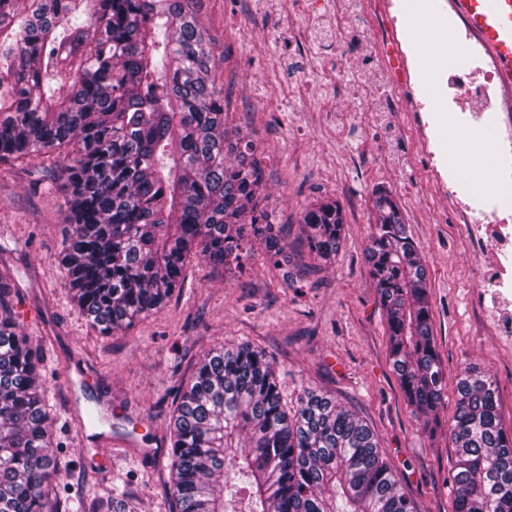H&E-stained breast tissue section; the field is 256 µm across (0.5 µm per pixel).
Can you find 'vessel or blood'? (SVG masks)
I'll return each instance as SVG.
<instances>
[{"mask_svg": "<svg viewBox=\"0 0 512 512\" xmlns=\"http://www.w3.org/2000/svg\"><path fill=\"white\" fill-rule=\"evenodd\" d=\"M450 3L481 39L497 65L502 85L512 92V0H450ZM93 382V377L87 374L67 381L82 425L111 418L103 405L85 399L84 391Z\"/></svg>", "mask_w": 512, "mask_h": 512, "instance_id": "b4317fda", "label": "vessel or blood"}]
</instances>
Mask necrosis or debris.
<instances>
[{
    "label": "necrosis or debris",
    "mask_w": 512,
    "mask_h": 512,
    "mask_svg": "<svg viewBox=\"0 0 512 512\" xmlns=\"http://www.w3.org/2000/svg\"><path fill=\"white\" fill-rule=\"evenodd\" d=\"M402 12L403 7L396 0H365V14L378 46L376 61L396 68V82L387 106L395 112L410 113L413 124L427 130L431 127L432 107L423 96L418 76L410 72ZM428 13L439 33L454 44L458 59L448 73V86L453 91L448 99V119L465 134L493 131L497 165L492 182L499 188L511 185L512 109L502 103L496 67L465 18L446 0H433ZM474 244L498 257L512 251V205L501 204L488 214L486 231L475 237Z\"/></svg>",
    "instance_id": "4bbe7bcc"
}]
</instances>
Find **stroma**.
Listing matches in <instances>:
<instances>
[{
  "instance_id": "obj_1",
  "label": "stroma",
  "mask_w": 512,
  "mask_h": 512,
  "mask_svg": "<svg viewBox=\"0 0 512 512\" xmlns=\"http://www.w3.org/2000/svg\"><path fill=\"white\" fill-rule=\"evenodd\" d=\"M363 0H200L198 23L214 57L215 85L230 124L256 142L264 168V204L297 245L302 210L322 198L344 214L335 260L303 269L286 287L263 252L241 276L211 274L190 259L185 282L167 303L129 329L109 336L92 326L74 301L59 261L66 192L61 152L0 162V272H9L8 305L43 361L45 403L54 454L64 469L60 498L108 496L127 490L137 512H169L168 424L179 385L210 349L250 344L272 359L282 395L327 394L378 436L380 449L415 512H453L445 483L454 452L448 439L454 405L439 413L435 433L422 432L388 356L384 313L363 250L374 225L376 189L390 190L428 267L436 348L449 385L473 365L497 380L500 411L512 424V303L482 288L489 253L471 247L440 194L433 165L456 170L463 187L483 182L477 211L494 208L496 156L487 136L445 128L441 151L428 158L405 112L370 111L359 87L385 96L387 72L375 63V43ZM304 31L310 51L296 50ZM405 34L411 63L428 99L448 100L452 64L447 39L417 11ZM70 368L98 379L94 398L112 403L108 431L133 447L112 467L95 470L79 441L69 391L59 374Z\"/></svg>"
}]
</instances>
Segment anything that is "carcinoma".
<instances>
[{"mask_svg": "<svg viewBox=\"0 0 512 512\" xmlns=\"http://www.w3.org/2000/svg\"><path fill=\"white\" fill-rule=\"evenodd\" d=\"M197 0H0V159L71 147L60 172L74 300L106 336L163 307L186 258L240 266L288 236L261 207L252 141L224 121ZM364 260L384 312L389 359L423 425L447 405L428 271L399 205L373 198ZM302 242L336 257L340 206H307ZM0 275V512H60L40 354L7 308ZM168 483L177 512H414L377 435L331 397L288 406L274 364L248 343L215 349L181 386ZM453 512H512V427L496 379L466 366L449 430ZM72 512H135L125 490Z\"/></svg>", "mask_w": 512, "mask_h": 512, "instance_id": "cac0c4a2", "label": "carcinoma"}]
</instances>
